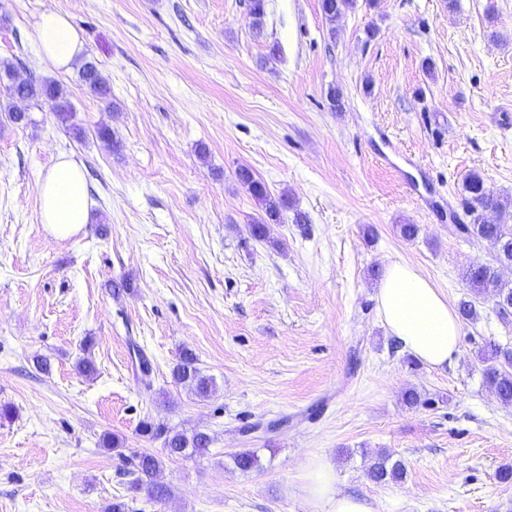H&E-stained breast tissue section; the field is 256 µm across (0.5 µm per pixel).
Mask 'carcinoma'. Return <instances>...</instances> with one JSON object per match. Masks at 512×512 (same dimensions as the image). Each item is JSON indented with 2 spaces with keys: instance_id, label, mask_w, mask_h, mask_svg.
I'll list each match as a JSON object with an SVG mask.
<instances>
[{
  "instance_id": "1",
  "label": "carcinoma",
  "mask_w": 512,
  "mask_h": 512,
  "mask_svg": "<svg viewBox=\"0 0 512 512\" xmlns=\"http://www.w3.org/2000/svg\"><path fill=\"white\" fill-rule=\"evenodd\" d=\"M352 4L353 0H321V11L328 21L334 22ZM247 8L251 26L255 29L261 28L265 0H248ZM78 73L91 92L106 93V80L95 60L83 59ZM8 91L12 103L6 108V112L15 122L25 120L28 112V109L18 106V103L34 102L43 96L55 102V113L60 123L68 124L73 116L70 101L59 84L53 81L14 82L9 85ZM236 176L264 209V217L250 225L251 235L257 240H264L267 237V224L280 221L282 212L289 208L288 198L282 195L273 196L266 184L247 167L239 168ZM463 190V209L472 217V222L455 224L453 231L463 237L490 241L496 247L494 263L472 265L462 275L473 297L461 301L458 311L463 319L474 320L478 317V300L497 295L512 299V287L503 282L501 272L503 266H512V225L496 221V217L512 208V201L488 191L482 176L477 172L466 176ZM483 362L486 363L484 379L489 389L501 403L512 405V348L491 342L483 349ZM172 376L176 383L190 387L201 398L209 396L213 391L212 379L200 372L194 354L189 351L184 352L173 367ZM210 443L211 437L204 431H195L189 436L183 432L169 431L165 437V452L170 459L202 455L207 452ZM232 460L241 471L258 467V455L253 450L240 451L232 456ZM160 465L161 460L152 454L138 455L132 467L125 470L130 489L135 492L144 491L155 500L165 497L167 489L154 481ZM368 474L378 483L397 482L403 478L404 467L397 461L390 462V457L381 455L370 465Z\"/></svg>"
}]
</instances>
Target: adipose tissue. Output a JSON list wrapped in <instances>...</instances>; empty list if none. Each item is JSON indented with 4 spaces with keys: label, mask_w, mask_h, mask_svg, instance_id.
I'll list each match as a JSON object with an SVG mask.
<instances>
[{
    "label": "adipose tissue",
    "mask_w": 512,
    "mask_h": 512,
    "mask_svg": "<svg viewBox=\"0 0 512 512\" xmlns=\"http://www.w3.org/2000/svg\"><path fill=\"white\" fill-rule=\"evenodd\" d=\"M41 61L65 71L84 52V41L70 16L43 12L36 25ZM40 222L56 237L66 238L89 223L92 202L83 167L67 154L55 161L37 182ZM375 299L378 315L401 348L432 369L455 362L460 352L459 318L446 296L413 266L391 263ZM303 497L321 512H373L367 499L342 491L333 466L313 458L299 477Z\"/></svg>",
    "instance_id": "obj_1"
}]
</instances>
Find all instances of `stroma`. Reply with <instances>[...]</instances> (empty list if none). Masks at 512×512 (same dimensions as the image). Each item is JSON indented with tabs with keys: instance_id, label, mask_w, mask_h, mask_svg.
<instances>
[{
	"instance_id": "obj_1",
	"label": "stroma",
	"mask_w": 512,
	"mask_h": 512,
	"mask_svg": "<svg viewBox=\"0 0 512 512\" xmlns=\"http://www.w3.org/2000/svg\"><path fill=\"white\" fill-rule=\"evenodd\" d=\"M247 3L0 0V60L59 83L75 123L44 98L20 124L0 112V406L13 409L0 512L117 499L131 512H315L298 489L313 457L377 512H512L499 478L512 406L480 358L486 342L512 347V317L482 299L457 360L434 370L389 337L373 276L412 265L455 306L470 294L463 271L493 262L451 222L469 173L512 198V0H354L333 23L320 0H265L258 31ZM49 10L72 17L107 98L40 63ZM61 152L93 199L91 223L65 239L40 224L36 192ZM241 166L307 226L287 211L254 239L263 210ZM186 350L215 382L209 397L172 378ZM85 357L93 376L76 369ZM145 420L207 432L210 450L167 459ZM246 448L260 465L243 472L231 457ZM144 452L162 460L158 502L123 475L124 456ZM380 453L403 480L369 478Z\"/></svg>"
}]
</instances>
